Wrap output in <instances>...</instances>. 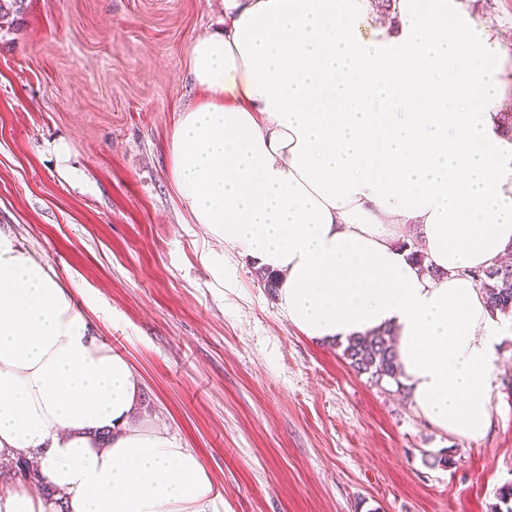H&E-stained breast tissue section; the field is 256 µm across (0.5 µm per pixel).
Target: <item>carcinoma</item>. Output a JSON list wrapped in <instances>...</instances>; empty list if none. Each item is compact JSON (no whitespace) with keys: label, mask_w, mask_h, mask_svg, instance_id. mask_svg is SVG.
Listing matches in <instances>:
<instances>
[{"label":"carcinoma","mask_w":512,"mask_h":512,"mask_svg":"<svg viewBox=\"0 0 512 512\" xmlns=\"http://www.w3.org/2000/svg\"><path fill=\"white\" fill-rule=\"evenodd\" d=\"M479 288L486 296L491 314H512V265H494L475 275ZM390 330L375 331L363 338L348 340L342 355L349 365L361 374L369 375L377 385L398 381L399 368L390 346ZM3 471L31 483H40L37 470L27 460L17 458L0 464Z\"/></svg>","instance_id":"cac0c4a2"}]
</instances>
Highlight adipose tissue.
Returning a JSON list of instances; mask_svg holds the SVG:
<instances>
[{"label":"adipose tissue","mask_w":512,"mask_h":512,"mask_svg":"<svg viewBox=\"0 0 512 512\" xmlns=\"http://www.w3.org/2000/svg\"><path fill=\"white\" fill-rule=\"evenodd\" d=\"M467 3L224 0L188 50L205 96L171 173L195 223L277 275L290 324L320 343L391 328L415 410L475 443L506 327L474 275L512 249V66ZM141 399L70 289L0 233V458L47 485L1 490L0 512H209L198 455L135 423ZM0 469L6 473L11 474L12 478H19L30 483L40 484L41 478L39 473L34 468H31L28 461L18 457L15 461L7 460V462H0Z\"/></svg>","instance_id":"1"}]
</instances>
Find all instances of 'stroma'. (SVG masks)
<instances>
[{
  "label": "stroma",
  "mask_w": 512,
  "mask_h": 512,
  "mask_svg": "<svg viewBox=\"0 0 512 512\" xmlns=\"http://www.w3.org/2000/svg\"><path fill=\"white\" fill-rule=\"evenodd\" d=\"M223 19V0H23L0 29V232L133 365L138 419L196 452L213 512H491L512 484V337L489 431L462 442L303 336L181 202L171 135L204 96L187 50Z\"/></svg>",
  "instance_id": "obj_1"
}]
</instances>
